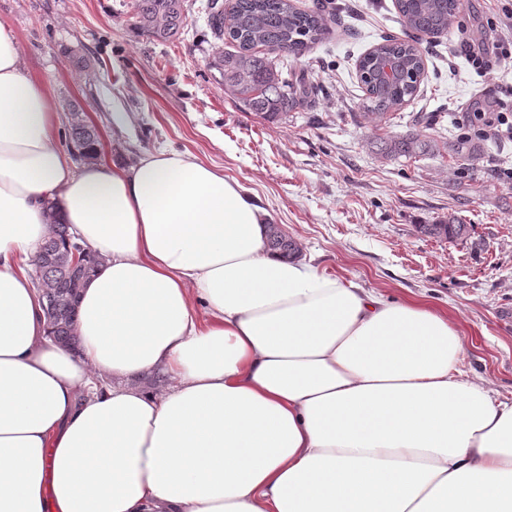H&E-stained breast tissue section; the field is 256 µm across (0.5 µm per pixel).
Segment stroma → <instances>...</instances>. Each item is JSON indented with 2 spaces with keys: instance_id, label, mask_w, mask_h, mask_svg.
Segmentation results:
<instances>
[{
  "instance_id": "stroma-1",
  "label": "stroma",
  "mask_w": 512,
  "mask_h": 512,
  "mask_svg": "<svg viewBox=\"0 0 512 512\" xmlns=\"http://www.w3.org/2000/svg\"><path fill=\"white\" fill-rule=\"evenodd\" d=\"M135 3L0 0L26 72L52 92L57 140L73 163L87 162L68 136L75 107L99 132L98 158L118 168L159 149L195 156L254 194L318 271L447 315L463 338L462 370L511 403L512 142L476 135L465 116L512 113V63L499 50L512 0H462L458 25L422 41L425 78L391 120L396 133L474 139L473 163L376 150L357 63L384 37H404L395 0H328L329 35L290 67L311 76L312 105L274 124L210 68L207 0H185L186 21L168 41L136 27ZM472 48L482 49V67ZM451 218L469 224L467 238L420 231Z\"/></svg>"
}]
</instances>
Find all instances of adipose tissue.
I'll use <instances>...</instances> for the list:
<instances>
[{"mask_svg":"<svg viewBox=\"0 0 512 512\" xmlns=\"http://www.w3.org/2000/svg\"><path fill=\"white\" fill-rule=\"evenodd\" d=\"M58 118L0 23V512H512L447 317L272 254L191 154L74 166ZM57 218L105 257L75 350L28 275Z\"/></svg>","mask_w":512,"mask_h":512,"instance_id":"1","label":"adipose tissue"}]
</instances>
